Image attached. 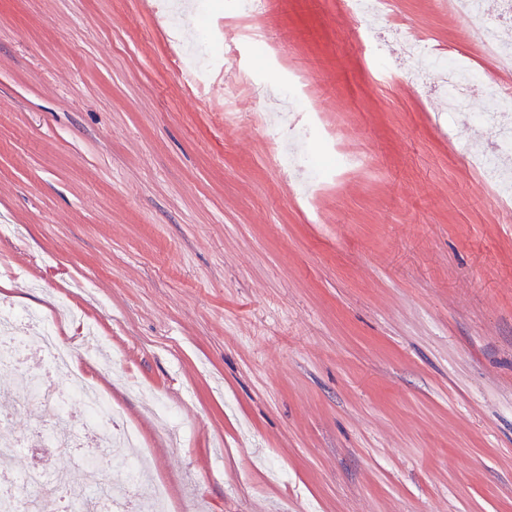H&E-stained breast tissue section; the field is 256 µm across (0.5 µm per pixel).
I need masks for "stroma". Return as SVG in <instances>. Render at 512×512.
<instances>
[{"label":"stroma","instance_id":"35a3bbf8","mask_svg":"<svg viewBox=\"0 0 512 512\" xmlns=\"http://www.w3.org/2000/svg\"><path fill=\"white\" fill-rule=\"evenodd\" d=\"M157 2L0 0V305L97 325L111 372L75 367L171 512H512V209L468 162L489 97L449 116L346 0ZM393 22L512 82L437 0ZM312 114L360 156L318 181L280 162L321 149L292 138Z\"/></svg>","mask_w":512,"mask_h":512}]
</instances>
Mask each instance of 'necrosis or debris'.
I'll list each match as a JSON object with an SVG mask.
<instances>
[{"label": "necrosis or debris", "instance_id": "1", "mask_svg": "<svg viewBox=\"0 0 512 512\" xmlns=\"http://www.w3.org/2000/svg\"><path fill=\"white\" fill-rule=\"evenodd\" d=\"M451 8L468 19L478 41L492 50L502 67L512 66V47L501 44L496 27L479 17L478 0H451ZM512 112V93H500L490 111L477 114L476 122L491 127L496 133L495 154H478L473 161L487 185L495 187L502 199L512 198V173L499 164L500 157L512 154V128L501 123L503 114ZM37 342L44 350V365L40 375L21 376L19 390L12 405L0 408V424L12 418L18 406L37 401L52 409L61 408L67 401L80 399L88 406L89 420L82 432L60 438L55 421L43 423L32 438L13 441L0 446V512H170L167 489L154 484L146 498L131 500V488L136 487L145 461V450L135 428L124 425L118 407L110 404L88 381L84 374L72 371L76 353L74 347L61 340L55 327L34 314L0 309V363L18 366L24 361L30 342ZM69 375L66 390L51 383L58 373ZM122 446L128 451L125 483L117 487L112 498L95 495L77 499L63 494L54 475L46 466L31 464L24 471H16L14 459L21 454L37 455L46 448H82L100 446L103 440ZM25 486L24 494H17V486Z\"/></svg>", "mask_w": 512, "mask_h": 512}]
</instances>
